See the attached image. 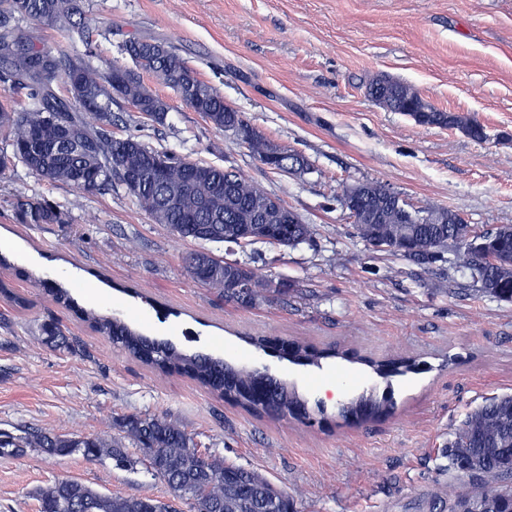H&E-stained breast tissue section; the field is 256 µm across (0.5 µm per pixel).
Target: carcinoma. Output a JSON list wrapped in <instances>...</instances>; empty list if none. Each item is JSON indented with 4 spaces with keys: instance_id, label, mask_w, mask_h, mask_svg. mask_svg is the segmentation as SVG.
<instances>
[{
    "instance_id": "carcinoma-1",
    "label": "carcinoma",
    "mask_w": 512,
    "mask_h": 512,
    "mask_svg": "<svg viewBox=\"0 0 512 512\" xmlns=\"http://www.w3.org/2000/svg\"><path fill=\"white\" fill-rule=\"evenodd\" d=\"M21 21L31 23L18 32ZM70 28L82 38L90 37V21L81 0H0V82L9 85L14 98L25 102L17 110L0 104V128L6 129L12 154L0 155V176L19 161L35 176L50 182L93 190L123 182L121 166L137 168L142 174V191L136 201L157 224L166 225L182 239L206 242H236L262 201L269 196L233 169L200 166L187 158L161 153L129 134L112 135V102L121 99L141 112H158L161 124L169 104L150 92L142 73L153 74L169 86L179 100L195 112L212 113L216 127L236 131L246 124L243 115L224 101V96L201 80L195 69L166 42L155 38H132L124 46L133 66L112 65L105 76L90 62L76 56L54 53L46 44L45 32ZM76 84L82 94L60 96L58 81ZM368 94L394 112L409 115L420 126L452 127L480 140L481 125L470 117L443 112L425 101L411 86L377 79ZM73 138L60 143L61 131ZM361 219L373 224H354L367 244L378 238L392 240L393 254L418 265L430 267L455 254L477 290L500 301L512 302V224L478 230L455 221L454 211L428 205L410 214L397 201L379 193L378 182H364ZM181 192V202L159 207L160 198ZM14 209L23 224H62L58 207L48 199H35L26 188L14 193ZM284 247H296L312 239L313 226L279 224ZM499 256V264H487L481 250ZM214 259L198 250L186 258L188 271L197 283L214 288L224 301L252 307L270 295H288L289 285L274 282L248 265L233 261L225 272L215 274ZM92 326L141 362L166 374L191 376L212 388L225 401L255 413L276 418H293V406L304 398L286 382L265 374L266 392L259 396L254 378L260 374L203 354H185L171 342L151 339L121 320L86 314ZM42 342L56 349H70L66 337L53 322L41 327ZM294 351L306 365L329 357L354 359L348 351L319 349L294 342ZM365 362L386 378L388 385L377 395L364 391L338 407L344 422H367L386 416L394 409L391 378L420 371L412 357ZM124 432L143 452L150 454V466L158 469L168 487V497L158 499L142 494L105 495L75 480H61L42 492L41 512H296L293 498L260 473L232 463L211 464L201 459L192 438L179 425L159 416L131 415L122 423ZM41 450L57 456L76 451L87 459H110L117 468L136 463L118 441L107 443L93 437H67L31 427L21 435L0 431V456L21 457ZM477 459L475 470H461L463 454ZM447 469L461 482L459 489L443 497L435 495L424 503L428 512H455L463 498L509 507L512 502V394L487 399L472 409L456 429L448 446L441 449Z\"/></svg>"
}]
</instances>
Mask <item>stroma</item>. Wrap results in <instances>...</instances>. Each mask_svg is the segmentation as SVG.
Returning <instances> with one entry per match:
<instances>
[{
	"label": "stroma",
	"mask_w": 512,
	"mask_h": 512,
	"mask_svg": "<svg viewBox=\"0 0 512 512\" xmlns=\"http://www.w3.org/2000/svg\"><path fill=\"white\" fill-rule=\"evenodd\" d=\"M92 41L67 29L50 47L90 56L101 72L129 64L130 37L176 47L269 142L303 156L304 172L262 164L249 146L194 112L153 75L145 84L171 108L164 124L124 102L114 136L234 168L315 229L283 247L212 243L216 257L287 281L284 299L242 308L195 282L184 258L198 242L155 223L124 186L99 193L37 178L22 163L0 177V430L40 427L70 437L123 440L131 415L165 416L205 456L254 469L285 489L298 512H419L453 483L438 450L485 398L512 393V303L481 294L455 259L425 270L357 236L338 202L378 182L412 208L435 203L477 228L512 224V0H83ZM413 87L436 108L469 115L483 140L424 127L367 93L372 79ZM57 204L62 224H22L13 191ZM55 281L78 305H57ZM120 314L178 350L268 368L309 402L327 375L351 398L377 384L363 356H411L425 371L394 381L396 406L349 425L328 404L312 422L257 415L184 375H164L97 333L83 311ZM54 320L74 349L43 344ZM284 336L356 354L300 366L251 340ZM132 469L81 454L0 457V512H39L40 490L68 479L112 495L166 498L164 481L134 444Z\"/></svg>",
	"instance_id": "1"
}]
</instances>
